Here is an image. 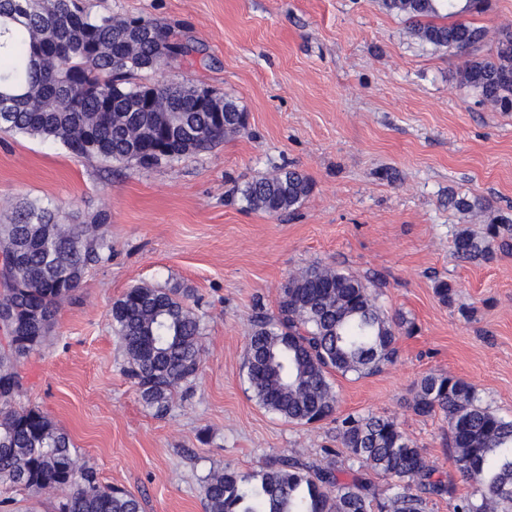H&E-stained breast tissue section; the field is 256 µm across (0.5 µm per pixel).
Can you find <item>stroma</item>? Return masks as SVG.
I'll return each instance as SVG.
<instances>
[{
	"label": "stroma",
	"instance_id": "stroma-1",
	"mask_svg": "<svg viewBox=\"0 0 512 512\" xmlns=\"http://www.w3.org/2000/svg\"><path fill=\"white\" fill-rule=\"evenodd\" d=\"M97 16L148 19L189 55L167 76L233 97L242 134L148 168L71 154L36 136L0 143V224L41 201L61 215L107 212L109 260L85 273L46 346L21 368L19 404L39 406L143 512H204L203 478L283 453L336 459V422L393 418L457 495L471 491L448 452V421L412 408L428 373L466 379L512 418V253L463 262L453 239L483 217L448 206L480 198L512 219V112L460 88L461 58L412 39L378 0H91ZM311 190L293 213L249 209L237 192L280 167ZM332 265L379 287L415 326L380 373L332 375L334 418L297 425L262 408L246 380L256 312L274 315L299 269ZM452 283V304L435 293ZM179 285L203 321L194 381L165 415L144 404L112 329L134 285Z\"/></svg>",
	"mask_w": 512,
	"mask_h": 512
}]
</instances>
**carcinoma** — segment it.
<instances>
[{
    "mask_svg": "<svg viewBox=\"0 0 512 512\" xmlns=\"http://www.w3.org/2000/svg\"><path fill=\"white\" fill-rule=\"evenodd\" d=\"M408 23L410 36L436 51L465 58L459 86L496 108L512 106V31L500 32L490 59L474 57L486 29L467 17L487 0H379ZM180 47L149 20L91 16L81 0H0V133L39 136L72 154L118 164L174 163L207 152L245 129L236 101L214 96L224 123L200 102L201 90L163 81L130 86L137 74L167 66L160 48ZM86 89L69 98L59 88ZM309 192L306 177L280 169L246 183V205L268 215L287 213ZM100 212L83 224H62L58 209L36 201L13 209L0 224V255L20 254L4 278L0 329V483L53 497V512H141L136 495L101 483L70 436L37 406L17 408L21 361L49 339L64 303L88 267L111 256ZM511 224L492 217L487 232L455 234L463 261H488ZM112 327L124 343L127 376L143 402L159 413L199 370L203 323L177 287L133 286L112 304ZM407 324L379 301L376 286L351 272L311 265L288 280L277 312L259 315L248 336L246 377L257 402L290 423L333 416L334 373L371 375L398 357L397 336ZM414 412L441 413L450 428L448 451L462 480L455 485L390 417L347 416L338 427L343 448L324 466L282 454L243 474L230 466L204 477L206 512H425L432 497H448L452 512H512V419L483 405L473 384L429 373L414 384ZM387 480L377 502L367 473Z\"/></svg>",
    "mask_w": 512,
    "mask_h": 512,
    "instance_id": "obj_1",
    "label": "carcinoma"
}]
</instances>
